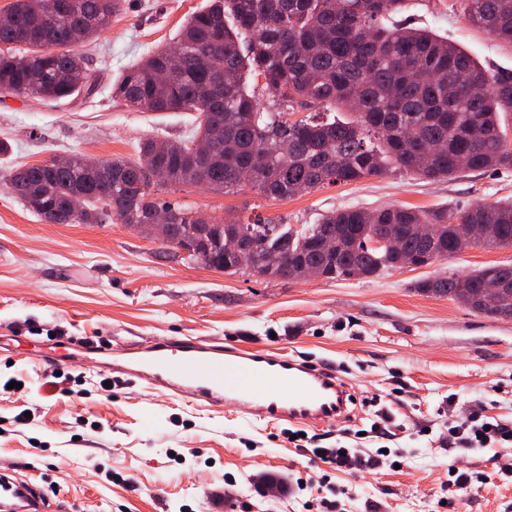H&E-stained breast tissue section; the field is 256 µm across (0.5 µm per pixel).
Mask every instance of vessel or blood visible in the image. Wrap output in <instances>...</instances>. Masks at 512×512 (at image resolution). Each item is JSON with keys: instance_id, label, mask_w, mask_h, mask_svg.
<instances>
[{"instance_id": "1", "label": "vessel or blood", "mask_w": 512, "mask_h": 512, "mask_svg": "<svg viewBox=\"0 0 512 512\" xmlns=\"http://www.w3.org/2000/svg\"><path fill=\"white\" fill-rule=\"evenodd\" d=\"M113 370L201 408L248 406L249 421L269 425L322 424L352 401L337 372L313 360L232 342L163 336L153 350L126 357ZM0 512H70V507L49 489L1 470Z\"/></svg>"}]
</instances>
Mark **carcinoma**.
<instances>
[{
  "instance_id": "carcinoma-1",
  "label": "carcinoma",
  "mask_w": 512,
  "mask_h": 512,
  "mask_svg": "<svg viewBox=\"0 0 512 512\" xmlns=\"http://www.w3.org/2000/svg\"><path fill=\"white\" fill-rule=\"evenodd\" d=\"M465 18L512 44V0H460ZM121 0H70L54 14L49 0H13L0 15V94L59 102L91 94L86 59L73 50L110 21ZM408 0H210L182 25L172 44L183 58L173 67L170 46L128 67L113 94L142 112H194L190 140L140 144L134 161L80 155L69 166L46 163L10 169L3 186L50 224H103L117 218L144 233L157 212L194 231L192 211L153 199L156 185L202 186L213 193L241 191L242 177L265 198L286 200L306 190L348 184L389 171L432 180L462 170L512 168V141L501 116L512 112V71L492 72L426 28L395 20ZM262 79L275 110L264 109L247 76ZM311 111L291 122L288 112ZM346 116L324 119L326 111ZM198 140L209 149L195 155ZM458 219L491 224L474 242L512 247V202L448 208L344 209L299 230L255 220H214L207 236L230 231L251 240L234 262L249 267L278 251L286 279L305 262L325 279L372 278L406 258L454 257ZM386 224L428 226L430 246L402 237L400 250L370 242ZM512 266L490 265L467 274L443 272L416 289L447 297L490 316L512 314V288L490 306L478 293Z\"/></svg>"
}]
</instances>
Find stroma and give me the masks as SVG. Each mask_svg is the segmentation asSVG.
I'll list each match as a JSON object with an SVG mask.
<instances>
[{
	"instance_id": "obj_1",
	"label": "stroma",
	"mask_w": 512,
	"mask_h": 512,
	"mask_svg": "<svg viewBox=\"0 0 512 512\" xmlns=\"http://www.w3.org/2000/svg\"><path fill=\"white\" fill-rule=\"evenodd\" d=\"M208 0H122L81 53L90 95L58 104L0 95V174L51 156L135 158L147 138L187 140L191 112H141L115 97L122 72L168 44ZM413 25L464 49L485 68L512 70V44L470 24L457 0H413ZM159 202L208 216L300 228L328 212L389 206L463 209L512 199V169L463 172L441 181L369 176L276 201L251 189L222 195L159 186ZM512 265V247L472 248L443 266L382 271L371 279L269 281L228 275L175 258L120 221L48 224L0 186V469L37 465L38 483L78 512H512V447H457L449 424L486 408L512 424V322L414 290L440 270ZM77 336L113 349L152 350L159 337L278 348L337 371L357 404L304 437L288 425H249L242 410H200L186 400L106 372V356L69 353ZM108 390H101L102 382ZM391 416L370 427L364 398ZM28 412L27 424L13 418ZM368 429L366 438L348 428ZM379 453L370 472H326L317 447ZM487 483L450 496L454 470ZM453 506H446V499Z\"/></svg>"
}]
</instances>
